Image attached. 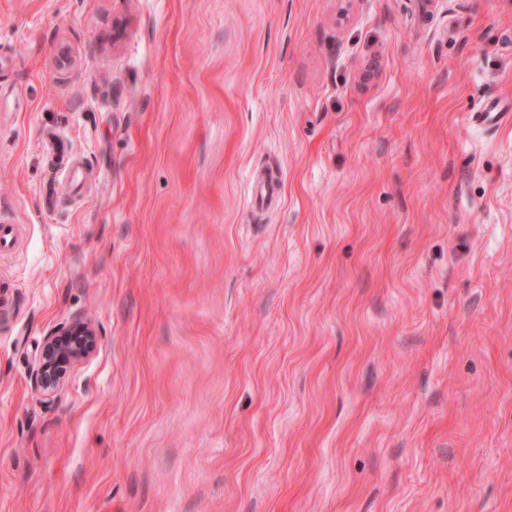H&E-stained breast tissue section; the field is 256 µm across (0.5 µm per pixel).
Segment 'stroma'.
<instances>
[{
	"label": "stroma",
	"instance_id": "stroma-1",
	"mask_svg": "<svg viewBox=\"0 0 512 512\" xmlns=\"http://www.w3.org/2000/svg\"><path fill=\"white\" fill-rule=\"evenodd\" d=\"M492 102L512 0H0V512H512ZM97 347L91 321L75 318L49 333L42 344L32 373L34 388L50 402L66 384L74 367L88 359Z\"/></svg>",
	"mask_w": 512,
	"mask_h": 512
}]
</instances>
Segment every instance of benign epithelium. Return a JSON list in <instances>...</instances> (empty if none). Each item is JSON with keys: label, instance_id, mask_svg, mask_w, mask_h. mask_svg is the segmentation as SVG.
I'll list each match as a JSON object with an SVG mask.
<instances>
[{"label": "benign epithelium", "instance_id": "obj_1", "mask_svg": "<svg viewBox=\"0 0 512 512\" xmlns=\"http://www.w3.org/2000/svg\"><path fill=\"white\" fill-rule=\"evenodd\" d=\"M96 347L95 327L83 318H75L49 333L32 373L35 390L46 401H52L66 384L74 367L88 359Z\"/></svg>", "mask_w": 512, "mask_h": 512}]
</instances>
